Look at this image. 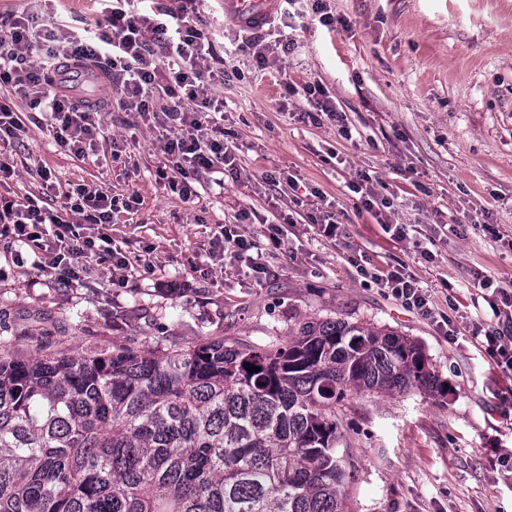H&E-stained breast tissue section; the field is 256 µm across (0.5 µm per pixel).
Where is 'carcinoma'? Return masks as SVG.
<instances>
[{
	"label": "carcinoma",
	"mask_w": 512,
	"mask_h": 512,
	"mask_svg": "<svg viewBox=\"0 0 512 512\" xmlns=\"http://www.w3.org/2000/svg\"><path fill=\"white\" fill-rule=\"evenodd\" d=\"M9 346L0 512H347L336 405L446 389L414 341L336 319L263 348L211 338L19 360Z\"/></svg>",
	"instance_id": "carcinoma-1"
}]
</instances>
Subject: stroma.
Returning <instances> with one entry per match:
<instances>
[{
  "label": "stroma",
  "mask_w": 512,
  "mask_h": 512,
  "mask_svg": "<svg viewBox=\"0 0 512 512\" xmlns=\"http://www.w3.org/2000/svg\"><path fill=\"white\" fill-rule=\"evenodd\" d=\"M323 2L332 26L321 24L314 0H298L296 16L275 15L258 30L268 42H294L267 69L243 51L226 57L231 76L210 89L224 100L236 171L220 183L198 177L194 203L155 179L164 131L116 104L101 115L103 165L60 149L47 121L8 147L12 196L40 193L45 168L57 184H98L142 204L114 218L112 245L134 258L119 278L106 261L81 286L45 283L32 250L0 238V336L26 359L215 337L265 345L307 319L394 331L421 346L448 392H365L337 405L341 446L354 462L348 512H512L498 461L512 454V378L475 343L472 324L491 311L471 301L482 280L512 281V0ZM36 11L78 31L103 20L97 0H39ZM310 82L325 87L349 136L335 122H309ZM116 146L126 154L114 162ZM361 173L392 201L394 221L420 233L396 240L357 212L348 185ZM319 196L342 237L315 232ZM220 224L254 242L265 273L214 248ZM425 249L432 261L421 258ZM356 259L402 262L440 314L455 306L460 318L447 332L403 308L362 283Z\"/></svg>",
  "instance_id": "stroma-1"
}]
</instances>
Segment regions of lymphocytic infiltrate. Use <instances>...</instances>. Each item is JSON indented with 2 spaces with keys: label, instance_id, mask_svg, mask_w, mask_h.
Here are the masks:
<instances>
[{
  "label": "lymphocytic infiltrate",
  "instance_id": "1",
  "mask_svg": "<svg viewBox=\"0 0 512 512\" xmlns=\"http://www.w3.org/2000/svg\"><path fill=\"white\" fill-rule=\"evenodd\" d=\"M187 0L177 9L144 13L134 0H111L103 12L107 24L97 36H81L53 25H37L34 14H12L0 21V86L13 98L0 100V143L11 144L28 127L18 106L56 120L57 145L75 156H95L103 129L98 103L80 104L70 96L65 74L70 67L94 68L120 89L119 105L167 129L163 144L171 166L159 171L169 189L185 201L195 189L192 177L219 172L234 164L224 144V129L213 121L224 101L204 83L223 63L214 43L200 28ZM166 106H157V98ZM60 206L47 195L18 201L0 195V233L31 247L34 266L46 281L79 284L91 262L107 260L124 269L128 258L112 248L113 219L136 211L139 198L119 199L100 185L77 184L63 190ZM365 283L387 290L409 310L428 315L429 297L419 281L400 270L358 266ZM493 322L476 324L483 347L505 374H512V289H499Z\"/></svg>",
  "mask_w": 512,
  "mask_h": 512
}]
</instances>
